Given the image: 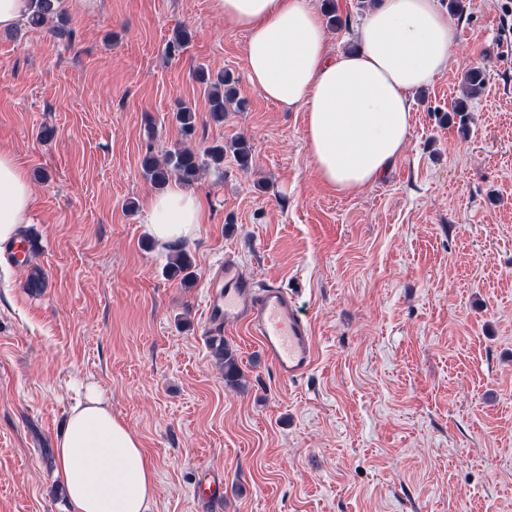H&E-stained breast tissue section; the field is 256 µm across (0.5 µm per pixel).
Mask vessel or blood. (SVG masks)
Listing matches in <instances>:
<instances>
[{
    "label": "vessel or blood",
    "mask_w": 512,
    "mask_h": 512,
    "mask_svg": "<svg viewBox=\"0 0 512 512\" xmlns=\"http://www.w3.org/2000/svg\"><path fill=\"white\" fill-rule=\"evenodd\" d=\"M209 325L216 336L229 327H245L281 380H298L314 366V338L297 297L276 284L242 278L233 261H225L210 295Z\"/></svg>",
    "instance_id": "b4317fda"
}]
</instances>
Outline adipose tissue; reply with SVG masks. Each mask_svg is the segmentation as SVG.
Returning a JSON list of instances; mask_svg holds the SVG:
<instances>
[{"mask_svg": "<svg viewBox=\"0 0 512 512\" xmlns=\"http://www.w3.org/2000/svg\"><path fill=\"white\" fill-rule=\"evenodd\" d=\"M246 34L250 83L269 101L306 116L308 148L322 181L341 193L374 183L403 154L413 93L450 65L457 31L440 0H377L358 29L360 49L334 51L315 0H213ZM29 176L0 152V242L27 223ZM197 197L172 186L148 204L146 230L162 247L191 239ZM58 482L70 512H151L155 472L139 441L87 387L56 440Z\"/></svg>", "mask_w": 512, "mask_h": 512, "instance_id": "1", "label": "adipose tissue"}]
</instances>
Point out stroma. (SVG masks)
Instances as JSON below:
<instances>
[{
	"label": "stroma",
	"instance_id": "stroma-1",
	"mask_svg": "<svg viewBox=\"0 0 512 512\" xmlns=\"http://www.w3.org/2000/svg\"><path fill=\"white\" fill-rule=\"evenodd\" d=\"M501 0H466L450 66L414 94L407 147L377 182L324 184L304 112L250 83L246 35L212 0H61L72 37L0 32V149L25 167L36 247L0 251V512H69L55 440L96 384L156 470L152 512H512V30ZM335 8L332 47H355L366 9ZM192 31L167 51L177 25ZM484 89L460 122L461 76ZM230 72L245 102L214 121L197 68ZM195 113L184 137L174 114ZM54 128L41 140L43 127ZM243 138L248 167L207 151ZM190 147L204 221L183 249L145 230L157 187L146 153ZM296 291L315 340L285 382L247 329L225 330L241 381L211 349L207 307L225 260ZM46 280L27 287L32 270Z\"/></svg>",
	"mask_w": 512,
	"mask_h": 512
}]
</instances>
